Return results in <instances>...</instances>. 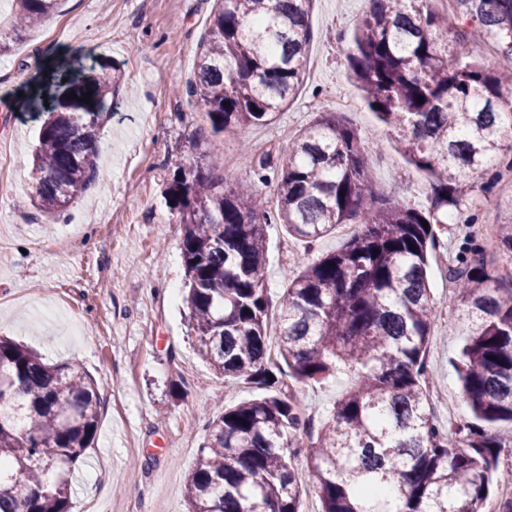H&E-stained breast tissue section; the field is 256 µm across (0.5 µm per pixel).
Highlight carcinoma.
Listing matches in <instances>:
<instances>
[{
  "instance_id": "carcinoma-1",
  "label": "carcinoma",
  "mask_w": 512,
  "mask_h": 512,
  "mask_svg": "<svg viewBox=\"0 0 512 512\" xmlns=\"http://www.w3.org/2000/svg\"><path fill=\"white\" fill-rule=\"evenodd\" d=\"M347 49V73L408 163L430 178L425 208L375 192L356 129L322 112L288 154L250 162L233 186L198 157L167 189L182 230L188 323L201 357L230 384L260 395L205 425L186 475L188 512H300L306 459L322 512H483L512 447V288L498 281L478 236L448 267L467 321L458 369L473 420L451 428L429 408L427 349L434 316L428 268L442 224L478 223L461 197L512 173V0H369ZM312 0H215L186 95L200 109L198 139L274 122L301 86ZM58 9L13 0L0 56ZM491 40L499 66L469 56ZM119 71L102 61L70 86L40 130L32 195L62 212L100 178L108 144L101 113ZM91 93V101L79 98ZM423 101H418V98ZM491 182H481L491 159ZM277 181L275 205L259 190ZM312 245L342 224L358 229L333 253L297 260L267 335V216ZM427 225H422V222ZM496 246L512 253V225ZM274 375L269 380L268 375ZM351 377L320 432L307 431L283 377L307 384ZM101 401L73 362L46 364L0 337V512H71L74 470L94 443ZM396 484L402 508L380 491Z\"/></svg>"
}]
</instances>
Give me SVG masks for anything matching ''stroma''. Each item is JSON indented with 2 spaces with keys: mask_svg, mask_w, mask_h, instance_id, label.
<instances>
[{
  "mask_svg": "<svg viewBox=\"0 0 512 512\" xmlns=\"http://www.w3.org/2000/svg\"><path fill=\"white\" fill-rule=\"evenodd\" d=\"M213 0H62L38 32L0 56V144L12 165L0 182V336L36 350L45 363L80 364L96 383L103 413L87 463L78 465L72 512L111 499L112 512H186L185 477L205 424L255 388L228 389L198 354L185 319L186 270L181 230L166 202L174 174L194 156L199 117L185 86L206 32ZM368 0H314L305 79L296 99L266 126L224 132L202 148L225 183L249 174L248 155L287 152L318 113L338 110L357 128L374 187L400 204L423 206L428 177L408 164L393 135L347 75L346 51ZM120 65V91L103 117L112 149L102 155L104 185L85 192L63 215L31 206L35 145L47 116L79 66ZM480 221L512 222V191L498 187L464 204ZM467 233L443 225L431 261L435 318L427 389L435 420H470L454 363L465 334L463 311L448 278ZM266 283L279 301L294 258H315L347 240L336 232L315 246L267 229ZM291 383L290 392L322 423L347 385Z\"/></svg>",
  "mask_w": 512,
  "mask_h": 512,
  "instance_id": "stroma-1",
  "label": "stroma"
}]
</instances>
